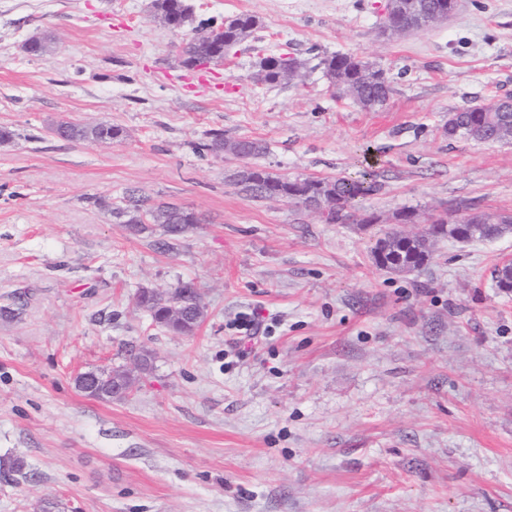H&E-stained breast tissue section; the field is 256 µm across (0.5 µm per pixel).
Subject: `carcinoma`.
Instances as JSON below:
<instances>
[{
    "label": "carcinoma",
    "instance_id": "obj_1",
    "mask_svg": "<svg viewBox=\"0 0 512 512\" xmlns=\"http://www.w3.org/2000/svg\"><path fill=\"white\" fill-rule=\"evenodd\" d=\"M154 16L165 24L179 16H191L187 0H153ZM258 21L251 15L239 14L227 23L202 27L182 47L183 65L190 66L197 60L207 59L213 65L224 62V42L249 37ZM319 66L325 76L340 68L346 71L350 85L342 92L356 97L365 109L382 106L388 99L391 88L384 71L369 59L353 53H331L321 58ZM262 79L271 84H297L303 81V70L281 75L277 65L264 57L260 60ZM504 100L495 99L482 106L455 113V122L448 129V137H464L465 129L482 123L489 135L496 133L504 139L512 137V117L502 109ZM59 138L63 140H101L107 144L124 137L125 131L118 125L98 123L95 125H58ZM203 149L219 153L228 148L241 158H255L262 155L267 147L259 141L242 139L226 141L224 134L216 131L210 140L202 144ZM238 183L253 194L270 199H280L294 204L309 206L318 200L332 199L337 208L328 212L323 219L328 223H339L360 208L362 199L376 188L375 171L365 164L350 177L288 178L273 176L259 166L244 169ZM113 213L125 218L127 224H161L171 236L184 233L190 226L199 223L197 214L189 209L171 204H152L149 199L131 191L113 209ZM512 232V217L501 224H465L461 220H450L439 214L420 233L390 232L376 239L372 248L375 264L395 273L418 271L425 267L431 257V246L442 239L468 243L476 240L496 238ZM174 297L182 300L187 308L196 309L202 305L198 289L192 283H185L175 292ZM137 304L149 313L152 321L175 333L189 335L195 331L197 321L186 322L171 314L170 307L161 304L154 295V289L141 288Z\"/></svg>",
    "mask_w": 512,
    "mask_h": 512
}]
</instances>
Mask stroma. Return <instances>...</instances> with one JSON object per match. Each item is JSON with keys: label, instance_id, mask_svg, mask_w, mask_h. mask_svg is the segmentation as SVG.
<instances>
[{"label": "stroma", "instance_id": "35a3bbf8", "mask_svg": "<svg viewBox=\"0 0 512 512\" xmlns=\"http://www.w3.org/2000/svg\"><path fill=\"white\" fill-rule=\"evenodd\" d=\"M194 24L258 26L223 64L183 67L151 0H0V512H512V292L492 273L512 234L441 240L420 272L379 269L395 212L512 213V143L449 138V114L512 97V0H459L396 38L380 0H189ZM48 35L29 55L25 42ZM381 68L387 104L339 96L318 57ZM286 54L301 84L256 82ZM112 123L109 145L55 137ZM267 146L277 176L339 178L369 161L377 189L329 224L241 190L243 159L211 131ZM194 211L177 237L112 212L126 190ZM377 221L363 224V217ZM194 283V334L156 326L142 288ZM269 332L239 358L235 323ZM147 351L127 397L78 374ZM22 462L15 471L14 462Z\"/></svg>", "mask_w": 512, "mask_h": 512}]
</instances>
